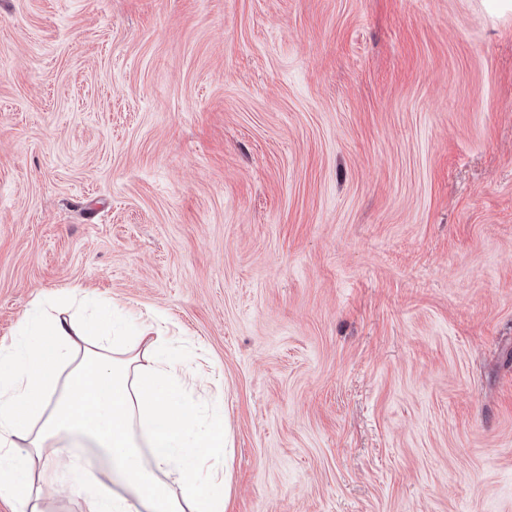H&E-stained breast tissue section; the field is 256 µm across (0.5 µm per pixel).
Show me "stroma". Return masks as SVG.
I'll list each match as a JSON object with an SVG mask.
<instances>
[{
  "label": "stroma",
  "instance_id": "1",
  "mask_svg": "<svg viewBox=\"0 0 512 512\" xmlns=\"http://www.w3.org/2000/svg\"><path fill=\"white\" fill-rule=\"evenodd\" d=\"M76 290L214 365L227 512H512V13L0 0V344Z\"/></svg>",
  "mask_w": 512,
  "mask_h": 512
}]
</instances>
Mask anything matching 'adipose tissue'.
<instances>
[{
  "instance_id": "ef3b65f1",
  "label": "adipose tissue",
  "mask_w": 512,
  "mask_h": 512,
  "mask_svg": "<svg viewBox=\"0 0 512 512\" xmlns=\"http://www.w3.org/2000/svg\"><path fill=\"white\" fill-rule=\"evenodd\" d=\"M210 372L191 364L155 319L80 294L22 323L0 345V500L40 512L44 489L81 493V512H227L225 475L210 460L227 445L224 416L202 417L191 394ZM101 449L106 477L71 454ZM64 457L61 472L45 454Z\"/></svg>"
}]
</instances>
